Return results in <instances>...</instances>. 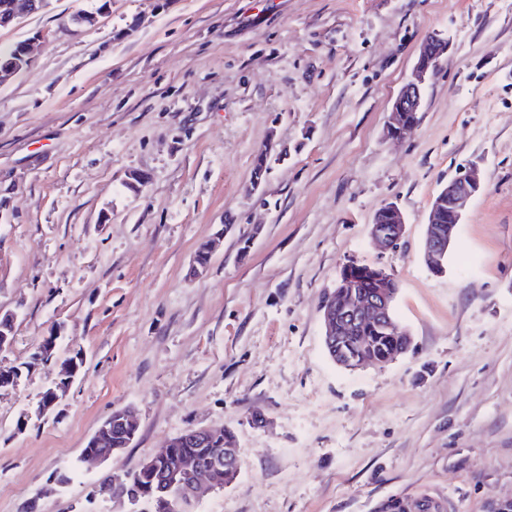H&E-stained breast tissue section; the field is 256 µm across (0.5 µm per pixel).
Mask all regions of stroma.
Returning <instances> with one entry per match:
<instances>
[{
  "label": "stroma",
  "mask_w": 512,
  "mask_h": 512,
  "mask_svg": "<svg viewBox=\"0 0 512 512\" xmlns=\"http://www.w3.org/2000/svg\"><path fill=\"white\" fill-rule=\"evenodd\" d=\"M79 13L95 24L62 32ZM41 32L0 85V312L15 316L0 364L61 337L55 364L0 390V512H126L104 479L203 426L235 434L242 466L190 512L512 500V0H50L0 44ZM432 34L452 47L414 131L388 139ZM473 164L482 188L434 275L430 204ZM138 172L148 184L128 191ZM390 202L407 225L384 252L370 225ZM350 259L398 284L412 345L381 367L344 370L323 346ZM77 354L82 373L38 415ZM126 406L133 443L83 461Z\"/></svg>",
  "instance_id": "1"
}]
</instances>
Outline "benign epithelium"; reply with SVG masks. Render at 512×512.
<instances>
[{
  "mask_svg": "<svg viewBox=\"0 0 512 512\" xmlns=\"http://www.w3.org/2000/svg\"><path fill=\"white\" fill-rule=\"evenodd\" d=\"M40 0H8L0 5V27L38 10ZM450 43L437 35L429 37L421 47L412 73L393 102L386 128L393 140L406 138L416 127L412 114L421 111L423 94L428 80L435 74L442 58L448 53ZM32 62L31 44L28 41L10 47H0V84L9 81ZM482 177L479 166L473 164L446 185L432 204L430 221L427 224L424 244V259L429 270L435 275L446 272L445 261L452 245L457 224L469 207L472 199L481 190ZM382 213L386 221L373 223L370 235L374 242L385 251L395 250L405 231L402 212L395 204H386ZM398 293L392 274L382 267L372 268L367 275L342 269L334 287L327 291L321 310L324 319V345L332 361L347 370H357L367 365H383L405 353L411 346V337L400 329L394 320V305ZM389 336L399 344L390 356L372 352V338L360 336L358 332L365 326ZM72 380L55 381L49 391V400L40 404L41 411L52 408L60 395L66 392ZM118 425L128 433V441H133L138 431V421L127 408L113 410L108 418L90 438L89 446L99 452L86 451L83 457L105 461L120 449L112 447V425ZM186 439L181 432L173 437L166 447L145 461L140 469L148 472L160 496L144 499L142 489L129 481L128 474L112 476L118 496L124 497L136 507L148 504L149 509L167 507L176 501L186 509L199 498L202 489L222 490L231 485L240 471V459L234 442H229L224 452L210 461L196 458L186 460L177 473L161 468V462ZM224 470V482L213 479L214 471Z\"/></svg>",
  "mask_w": 512,
  "mask_h": 512,
  "instance_id": "1",
  "label": "benign epithelium"
}]
</instances>
